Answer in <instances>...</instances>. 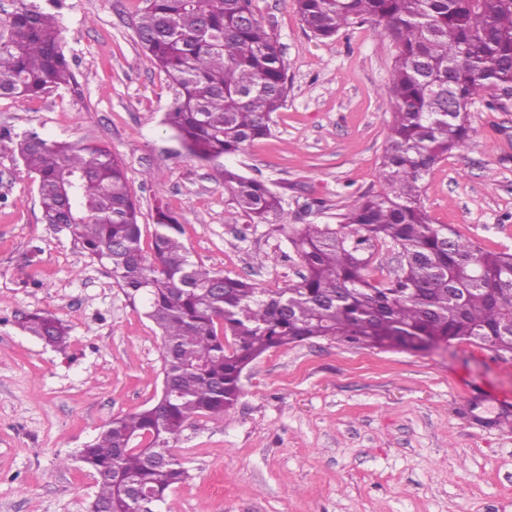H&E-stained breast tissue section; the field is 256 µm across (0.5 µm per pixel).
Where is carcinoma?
Segmentation results:
<instances>
[{"label":"carcinoma","instance_id":"carcinoma-1","mask_svg":"<svg viewBox=\"0 0 512 512\" xmlns=\"http://www.w3.org/2000/svg\"><path fill=\"white\" fill-rule=\"evenodd\" d=\"M321 39L370 22L395 44L383 89L392 120L382 191L362 194L338 224H308L291 237L304 273L285 288H259L193 261L179 215L155 209L152 253L124 165L99 141H48L30 130L8 139L37 178L42 219L64 225L127 298L146 300L161 335L163 382L150 407L116 416L78 451L96 478L88 512H161L168 490L190 474L171 441L201 416L222 417L242 394V374L271 349L312 338L363 347L427 349L457 340L512 354V253L475 247L432 222L421 181L476 134L468 109L493 90H512V0H292ZM60 0H15L0 26V98L81 94L54 13ZM142 48L176 96L164 124L200 163L243 152L271 134L288 98L278 41L252 0H146L135 22ZM224 191L250 224L286 226L284 198L224 166ZM400 249L386 282L365 274L375 242ZM19 326L45 345L67 343L69 326L34 311ZM149 437L143 449L130 445ZM144 493L134 508L129 489Z\"/></svg>","mask_w":512,"mask_h":512}]
</instances>
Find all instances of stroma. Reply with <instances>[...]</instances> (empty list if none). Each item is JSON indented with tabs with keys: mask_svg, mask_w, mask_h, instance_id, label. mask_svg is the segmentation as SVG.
Wrapping results in <instances>:
<instances>
[{
	"mask_svg": "<svg viewBox=\"0 0 512 512\" xmlns=\"http://www.w3.org/2000/svg\"><path fill=\"white\" fill-rule=\"evenodd\" d=\"M145 5L63 0L82 93L0 98V132L107 143L143 248L161 202L206 268L270 289L298 281L294 232L382 189L391 39L368 22L318 39L292 0H253L282 47L288 98L271 134L228 162L283 195L288 224L249 226L163 123L173 92L133 28ZM494 99L471 107L475 137L424 177L421 200L474 246L512 251V93ZM35 310L68 324L65 349L21 331ZM144 311L68 229L42 222L34 173L1 145L0 512H88L97 487L77 450L161 392L160 332ZM242 386L233 410L175 440L190 477L165 512H512V356L469 341L415 352L313 338L260 356Z\"/></svg>",
	"mask_w": 512,
	"mask_h": 512,
	"instance_id": "35a3bbf8",
	"label": "stroma"
}]
</instances>
